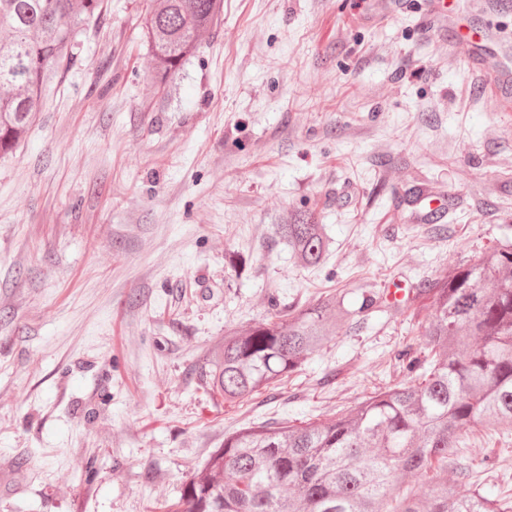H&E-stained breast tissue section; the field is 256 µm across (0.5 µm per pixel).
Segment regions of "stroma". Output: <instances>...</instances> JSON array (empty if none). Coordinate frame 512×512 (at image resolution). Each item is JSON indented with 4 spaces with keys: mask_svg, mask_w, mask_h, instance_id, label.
I'll return each instance as SVG.
<instances>
[{
    "mask_svg": "<svg viewBox=\"0 0 512 512\" xmlns=\"http://www.w3.org/2000/svg\"><path fill=\"white\" fill-rule=\"evenodd\" d=\"M146 6L107 0L0 159V512H153L246 424L331 419L403 382L391 356L426 338L377 311L241 406L198 376L272 305L342 288L356 308L512 241V115L421 0H224L165 84ZM420 185L448 203L442 231ZM297 215L335 242L320 268L275 233ZM489 456L512 459V435L464 432L461 494Z\"/></svg>",
    "mask_w": 512,
    "mask_h": 512,
    "instance_id": "1",
    "label": "stroma"
}]
</instances>
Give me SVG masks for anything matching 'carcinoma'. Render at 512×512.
<instances>
[{
  "label": "carcinoma",
  "mask_w": 512,
  "mask_h": 512,
  "mask_svg": "<svg viewBox=\"0 0 512 512\" xmlns=\"http://www.w3.org/2000/svg\"><path fill=\"white\" fill-rule=\"evenodd\" d=\"M144 36L157 76L179 69L216 25L223 0H149ZM103 0H0V157L18 145L58 93ZM295 263L321 266L332 247L324 225L296 216L277 225ZM428 354L394 355L407 380L372 392L326 421L252 424L224 437L165 512H512V496H468L448 481L462 431L512 433V244L475 264L420 281ZM363 310L382 306L365 294ZM353 311L337 288L300 310H277L230 329L200 377L210 395L235 407L301 371L336 340ZM426 488L417 491L412 481Z\"/></svg>",
  "instance_id": "cac0c4a2"
}]
</instances>
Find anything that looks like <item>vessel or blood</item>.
<instances>
[{"label":"vessel or blood","instance_id":"vessel-or-blood-1","mask_svg":"<svg viewBox=\"0 0 512 512\" xmlns=\"http://www.w3.org/2000/svg\"><path fill=\"white\" fill-rule=\"evenodd\" d=\"M428 14L438 16L449 35V46H461L469 61L487 74L490 93L501 111L512 110V52L503 49L491 30L481 31L478 38L457 40L456 35L465 21L466 10L461 0H423Z\"/></svg>","mask_w":512,"mask_h":512}]
</instances>
